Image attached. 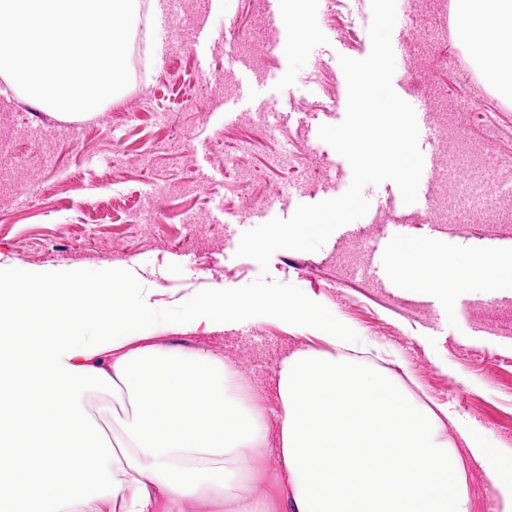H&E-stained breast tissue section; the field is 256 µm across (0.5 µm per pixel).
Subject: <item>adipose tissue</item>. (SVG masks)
I'll use <instances>...</instances> for the list:
<instances>
[{
  "label": "adipose tissue",
  "instance_id": "ef3b65f1",
  "mask_svg": "<svg viewBox=\"0 0 512 512\" xmlns=\"http://www.w3.org/2000/svg\"><path fill=\"white\" fill-rule=\"evenodd\" d=\"M457 35L484 80L512 98V0H453ZM406 281L449 275L420 243L402 246ZM129 285L104 273L85 292L80 273L0 267V502L7 512H184L207 498L226 512H471L470 471L512 512V452L447 405L411 395L366 362L361 341L320 305L262 300L267 314L318 347L285 356L276 375L278 433L261 400L224 359L159 343L164 333H212L251 299L216 295L202 317L157 322L126 302ZM111 416L101 433L85 392ZM68 393L60 404L59 393ZM74 451L60 469L62 449ZM266 483L262 494L244 482Z\"/></svg>",
  "mask_w": 512,
  "mask_h": 512
}]
</instances>
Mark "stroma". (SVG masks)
<instances>
[{"label":"stroma","instance_id":"35a3bbf8","mask_svg":"<svg viewBox=\"0 0 512 512\" xmlns=\"http://www.w3.org/2000/svg\"><path fill=\"white\" fill-rule=\"evenodd\" d=\"M185 14V25L169 26L164 43L149 48L153 78L135 119L109 105L78 119L79 134L64 139L63 119L23 96L0 112V265L22 247L29 267L91 276L128 269L130 299L147 293L155 308H169L203 289L252 282L260 269L237 256L242 233L334 198L325 173L336 152L317 129L347 94L339 56L371 51L370 4L187 0ZM396 15L391 40L408 46L395 62L396 94L416 103L411 81L420 78L446 96L449 126L466 122L465 143L447 144L461 169L512 163V103L482 84L455 36H432L452 28L450 0H396ZM474 95L477 111L459 116ZM394 189L390 181L365 186L366 215L319 250L275 252L269 274L327 307L415 397L449 405L512 449V294L494 300L474 285L427 299L420 284L392 292L356 274L368 259L358 244L376 247L394 221L461 271L483 241L512 254V222L478 213L433 226L414 206L390 211ZM163 340L248 363L244 378L271 428L279 364L311 345L258 309L220 333Z\"/></svg>","mask_w":512,"mask_h":512}]
</instances>
